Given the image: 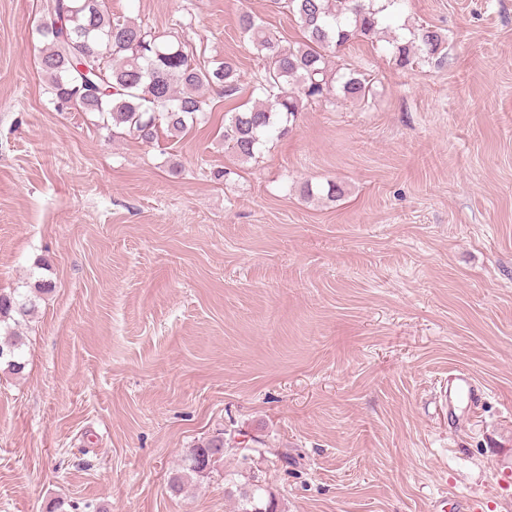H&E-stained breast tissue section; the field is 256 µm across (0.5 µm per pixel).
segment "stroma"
Returning a JSON list of instances; mask_svg holds the SVG:
<instances>
[{"label":"stroma","instance_id":"1","mask_svg":"<svg viewBox=\"0 0 512 512\" xmlns=\"http://www.w3.org/2000/svg\"><path fill=\"white\" fill-rule=\"evenodd\" d=\"M231 59L177 138L144 143L56 111L35 65L40 0H0V291L52 283L0 370V512H512V0H400L442 60L399 67L385 37L339 57L365 100L308 103L244 163L221 133L263 67L241 12L286 41L275 0H109ZM334 181L332 201L305 184ZM481 404L448 426V375ZM226 452L172 494L190 448ZM296 460L286 467L277 458ZM482 388L464 370H456L448 375V391L444 394L443 401L450 406L458 399L464 398L472 405L477 406L482 399ZM239 498L238 512H277L275 495L261 485L251 484L240 492Z\"/></svg>","mask_w":512,"mask_h":512}]
</instances>
